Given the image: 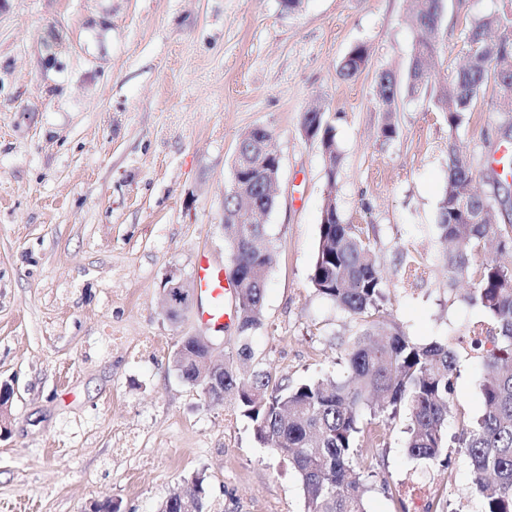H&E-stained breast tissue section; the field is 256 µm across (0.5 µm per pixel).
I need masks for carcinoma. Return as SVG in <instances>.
Here are the masks:
<instances>
[{"mask_svg":"<svg viewBox=\"0 0 512 512\" xmlns=\"http://www.w3.org/2000/svg\"><path fill=\"white\" fill-rule=\"evenodd\" d=\"M444 0H414L415 42L405 90L426 93L448 128L457 129L474 109L476 88L493 85L497 111L512 114V10L484 16L470 27L463 65L436 80L438 39ZM368 47L353 46L339 64L340 74L357 76L366 66ZM398 85L384 71L377 78V104L383 112L379 136L398 135L394 121ZM305 137L319 141L328 156L329 187L336 182L339 151L325 113H303ZM265 132L252 129L239 139L235 164L254 171L249 186L252 214L271 210L273 164L262 155ZM476 174L453 145H448V177L437 207L439 260L448 270V290L464 283L465 300L490 320V350L474 347L489 375L482 381L483 404L476 416L460 415L454 442L468 458L472 488L481 512H512V266L499 257L512 255V225L495 223L492 206L474 208ZM323 209L330 224L319 227L310 280L320 297L363 321L360 334L339 343L346 374L303 383H272L262 363H253L252 333L262 326L266 280L274 254L265 225H251V240L239 248L242 273L237 283L238 323L230 361L224 362V392L234 394L240 413L252 423L255 440L288 458L304 497L305 512H368L373 489L360 480L364 468L358 443L365 427L378 419L404 425L405 451L417 461L448 466L449 398L460 375L457 353L448 344H418L388 318L385 278L363 232L344 222L336 196L328 191ZM186 353L172 356L183 364L185 382L195 379L193 357L201 349L189 342Z\"/></svg>","mask_w":512,"mask_h":512,"instance_id":"obj_1","label":"carcinoma"}]
</instances>
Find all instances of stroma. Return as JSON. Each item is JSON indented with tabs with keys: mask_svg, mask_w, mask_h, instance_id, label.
Here are the masks:
<instances>
[{
	"mask_svg": "<svg viewBox=\"0 0 512 512\" xmlns=\"http://www.w3.org/2000/svg\"><path fill=\"white\" fill-rule=\"evenodd\" d=\"M412 0H0V385L14 389L0 433V512H158L203 474L206 512H304L287 460L254 439L232 401L207 402L169 365L199 332L192 308L168 315V277L195 287L199 252L229 267L224 190L239 139L272 134L281 169L266 231L275 261L253 348L274 377L343 376L339 341L359 320L309 279L323 198L371 240L391 320L461 361L455 412L482 407L463 338L486 315L448 291L435 255L437 205L456 142L474 171L512 147L486 89L449 129L426 98L399 94V134H378L380 72L404 82ZM512 0H446L442 65L459 63L474 19ZM370 48L355 78L348 49ZM321 107L340 153L335 183L300 128ZM421 264L401 273V257ZM365 463L387 484L368 512H480L467 458L409 459L400 425H370ZM407 485L430 488L414 502ZM368 56V47L364 43L356 44L341 60L340 74L347 78L357 76L366 66Z\"/></svg>",
	"mask_w": 512,
	"mask_h": 512,
	"instance_id": "obj_1",
	"label": "stroma"
}]
</instances>
